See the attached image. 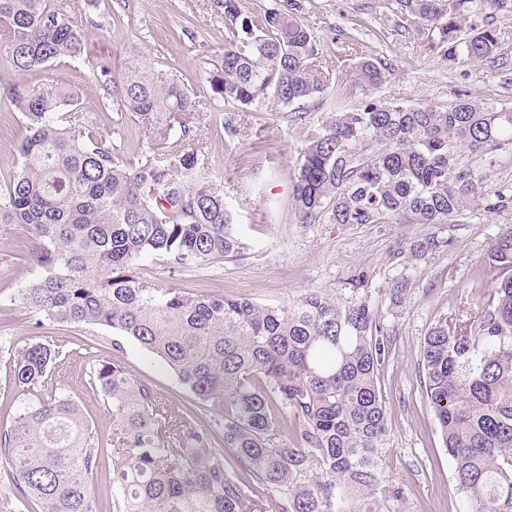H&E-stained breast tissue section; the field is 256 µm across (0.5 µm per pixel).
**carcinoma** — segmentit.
Segmentation results:
<instances>
[{"label": "carcinoma", "mask_w": 512, "mask_h": 512, "mask_svg": "<svg viewBox=\"0 0 512 512\" xmlns=\"http://www.w3.org/2000/svg\"><path fill=\"white\" fill-rule=\"evenodd\" d=\"M502 0H396L429 27L441 61L508 56L487 8ZM225 26L227 103L260 111L322 96L331 74L301 18V0H275L257 19L244 0H216ZM87 34L52 0H0V56L19 76L84 58ZM108 103L148 133L127 161L112 136L78 110L62 84H0L25 122L20 165L0 192V224H22L39 274L10 304L45 324L101 327L134 341L170 369L217 416L209 426L138 381L118 358L89 359L87 384L111 412L112 432L91 428L77 400L49 375L89 337L55 344L34 335L7 341L13 393L23 400L0 430L13 498L3 512H255L259 488L278 491L277 512H382L381 446L387 431L378 371L384 336L370 301L342 305L307 293L286 306L161 288L140 263L185 269L237 256L224 194L205 180L196 147V100L174 77L133 66L119 77L93 66ZM355 77L373 93L334 106L298 162L302 222L457 224L481 206L512 213V188L488 187L462 163L512 145V111L466 93L446 106L395 104L374 93L386 80L373 59ZM498 271L478 320L432 326L420 348L425 396L454 463L465 512H512V224L493 239ZM230 450L235 466H226ZM117 460L109 508L90 483L105 451Z\"/></svg>", "instance_id": "cac0c4a2"}]
</instances>
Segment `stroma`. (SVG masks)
<instances>
[{
	"label": "stroma",
	"mask_w": 512,
	"mask_h": 512,
	"mask_svg": "<svg viewBox=\"0 0 512 512\" xmlns=\"http://www.w3.org/2000/svg\"><path fill=\"white\" fill-rule=\"evenodd\" d=\"M82 25L89 58L33 71L30 86L68 85L78 109L101 131L118 124L115 109L102 105L104 90L92 63L110 61L114 72L144 65L173 75L202 102L199 144L211 178L224 194L242 254L207 261L188 270L148 258L141 273L165 288L236 296L259 304H282L316 292L347 303L368 297L392 327L390 354L379 371L387 410L382 451L384 484L394 492L384 512H464L436 418L424 394L420 345L428 330L445 321L462 326L476 320L496 276L487 250L511 214L478 213L457 224H305L294 206L293 180L311 128L326 118L336 98L356 104L368 89L355 80L363 56L385 69L379 93L410 104H445L464 92L496 107H512V83L491 62L450 65L429 47L427 31L403 19L394 0H302L301 16L322 49L332 83L322 99L289 107L272 104L262 112L225 103L214 81L222 73L224 16L214 0H53ZM232 125L237 137L227 136ZM26 134L19 113L0 104V181L19 166L18 144ZM27 236L18 224L0 226V338L25 343L33 316L8 309L12 294L37 270L19 244ZM409 281L401 304L388 290L397 276ZM98 358L119 356L125 367L167 404L181 407L192 396L172 371L133 341L114 352L112 331H93ZM87 365L76 357L56 373L63 392L82 401L93 428L106 433L112 420L95 391L86 388Z\"/></svg>",
	"instance_id": "stroma-1"
}]
</instances>
